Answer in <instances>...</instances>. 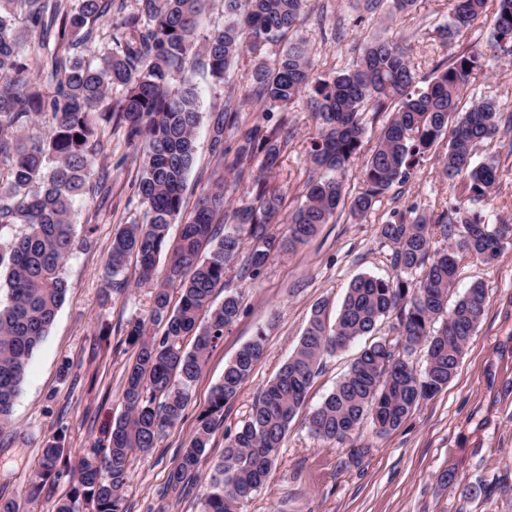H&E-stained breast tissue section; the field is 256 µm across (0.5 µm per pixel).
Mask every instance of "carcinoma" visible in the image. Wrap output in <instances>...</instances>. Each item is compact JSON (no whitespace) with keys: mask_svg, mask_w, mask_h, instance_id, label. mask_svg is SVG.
<instances>
[{"mask_svg":"<svg viewBox=\"0 0 512 512\" xmlns=\"http://www.w3.org/2000/svg\"><path fill=\"white\" fill-rule=\"evenodd\" d=\"M0 0V230L24 224L28 231L0 246V268L7 269L6 300L0 301V429L9 424L14 401L29 360L42 342L64 302V263L94 243L95 228L85 225L82 236L72 224L74 205L89 190L96 174L99 126L123 130L128 145H143L145 156L135 188L149 220L129 224L113 237L107 270L112 291L130 257L137 258L140 277L150 281L159 261L164 273L155 286L146 319L128 331L137 346L123 388L125 412L112 428L105 465L82 457L64 458L51 441L42 448L37 478L69 476L71 489L54 501L52 512H125L123 490L130 458L147 455L166 430L183 417L189 392L201 375L210 352L237 321L241 303L234 293L214 305L215 290L224 285L226 266L245 253L246 272L256 277L285 245L303 244L327 224L345 201L344 181L360 155L366 110L392 112L377 134L365 161L364 190L350 202L360 219L376 198L409 182L426 154L447 140L438 158L449 184L466 181L471 200L486 198L498 180V166L473 160L475 146L494 139L502 115L496 102L481 99L461 111L468 79L479 57L461 53L437 65L432 78L418 80L409 50L395 38H375L360 50L351 67L318 78L313 76L304 43L288 46L274 69L251 73L250 104L270 112L283 109L310 92V108L318 120L308 151L311 174L303 184L304 201L286 217L288 243L268 232L282 216L284 197L265 175L278 166L288 146L286 122L258 134L246 127L243 108L234 95L213 117V147L224 172L242 174L254 168L253 200L226 210L228 181L218 177L198 197L191 211L184 200L186 175L196 154L195 130L199 106L194 88L172 91L168 77L191 55L197 18L204 0ZM449 21L440 35L453 40L479 22H491L496 44L512 45V0H451ZM306 0H224L229 22L211 32L202 44L211 72L218 78L232 60L252 44L276 42L292 30ZM23 11L27 32L37 36L28 50L42 59L40 82L30 78L28 58L19 46L24 33L16 28ZM112 14L113 47L85 62L75 51L98 37L97 20ZM121 98L107 102L112 89ZM40 115L50 117L43 138L22 135ZM239 128L232 147L224 146V129ZM224 214V236L213 241L215 218ZM184 217L179 236H169L172 221ZM448 249L431 250L435 234ZM392 246L397 273L388 278L360 275L347 289L334 322L326 302L316 305L299 344L254 403L233 436L208 481L200 512H239V506L267 481L281 442L319 374L325 356L348 348L371 334L378 322L396 315L406 351L426 348V367L417 372L385 341L366 346L347 375L307 415L310 433L326 442L344 444L366 420L380 434L405 423L419 404L445 388L486 312V292L473 283L453 304L448 296L457 277V259L471 255L486 264L496 262L512 244V220L487 221L479 211L455 217L410 219L393 213L380 227ZM214 242L208 255L203 244ZM179 305L170 309L172 293ZM439 329H434L436 322ZM163 327L161 336L147 334L148 325ZM194 337L191 348L184 339ZM265 354L263 336L244 345L224 369L223 380L211 392L207 408L183 449L168 485L182 492L196 475L199 459L224 407L238 395Z\"/></svg>","mask_w":512,"mask_h":512,"instance_id":"cac0c4a2","label":"carcinoma"}]
</instances>
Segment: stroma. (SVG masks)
I'll list each match as a JSON object with an SVG mask.
<instances>
[{"mask_svg": "<svg viewBox=\"0 0 512 512\" xmlns=\"http://www.w3.org/2000/svg\"><path fill=\"white\" fill-rule=\"evenodd\" d=\"M449 0H417L411 11L392 14L390 0L367 9L365 0H308L297 26L284 42L260 43L236 56L223 81L210 74L201 45L225 22L224 0H207L194 34L196 47L173 85L189 82L200 106L196 160L187 175L186 204H195L215 173L213 116L225 96L244 102L250 75L258 65L273 66L285 42L304 41L314 76L325 77L351 65L359 47L378 35L404 41L419 77H431L436 63L463 52L480 56L465 90L463 105L484 98L502 112L501 133L475 150V161L495 157L499 180L480 204H472L464 182L449 186L439 173L437 152L426 155L400 190L378 197L367 217L339 209L333 222L321 225L308 242L272 258L255 278L234 262L224 274L216 301L233 291L241 299L238 320L224 331L190 390L182 420L169 429L157 448L133 459L124 488L127 512H199L209 475L224 454L227 436L247 420L251 408L296 348L312 308L329 302L339 308L350 282L360 274L394 276L393 251L379 233L395 211L433 217L480 207L488 218H512V48L491 44L489 25L478 24L454 40L438 28L449 20ZM287 117L293 138L270 181L279 187L288 209L303 200L309 175L308 150L317 119L307 98L287 110H246L248 124L268 129ZM98 170L107 175L102 191L77 201L74 222L94 225V245L65 264V300L47 336L34 352L10 423L0 430V497L14 500L20 512H50L65 494L69 478L47 481L41 491L33 482L44 446L59 441L71 459L103 461L108 433L125 407L122 391L126 367L136 348L127 326L147 318L153 288L140 283L136 260L123 273L124 291L107 289L105 265L113 235L126 224H142L146 210L134 188L143 151L125 142L122 129L103 125ZM482 282L487 310L465 350L455 378L422 401L397 430L378 435L364 424L354 438L332 445L308 431L305 412L319 405L347 373L365 339L325 357L305 401L306 409L291 422L278 459L264 486L241 512H512V245L497 262L486 265L460 258L454 295L472 282ZM264 334L266 353L224 409V420L211 436L198 465L201 475L190 495L168 491V476L190 440L212 388L224 368L257 334ZM361 456H354V449ZM455 469L456 481L441 486L438 475ZM480 485L476 495L467 486Z\"/></svg>", "mask_w": 512, "mask_h": 512, "instance_id": "35a3bbf8", "label": "stroma"}]
</instances>
